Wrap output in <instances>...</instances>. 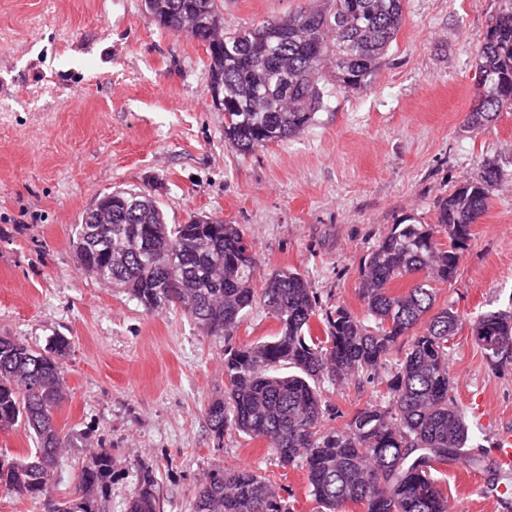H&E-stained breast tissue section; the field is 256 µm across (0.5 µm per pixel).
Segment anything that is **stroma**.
Segmentation results:
<instances>
[{
  "label": "stroma",
  "instance_id": "obj_1",
  "mask_svg": "<svg viewBox=\"0 0 512 512\" xmlns=\"http://www.w3.org/2000/svg\"><path fill=\"white\" fill-rule=\"evenodd\" d=\"M311 0H224V28L282 19ZM499 0H403V20L371 87L329 84L301 134L241 156L208 94L201 43L161 28L143 0H0V336L44 347L67 337L66 400L56 414L71 448L51 494L72 497L97 444L116 463L102 512H126L140 465L160 512H191L211 470L252 467L284 487L292 512H317L305 473L268 445L215 438L204 417L224 392V351L271 340L267 310L234 336L207 335L178 307L146 312L126 290L77 263L75 228L113 188L148 189L166 220L190 214L238 225L256 251V281L303 273L325 307L361 312L360 271L405 215L435 221L439 198L495 159L501 178L472 228L459 274L437 306L460 315L512 303V109L468 130L473 59ZM448 367L474 443L512 433V356L492 359L462 329ZM346 413L381 399L373 383L324 382ZM454 512H512V472L443 466Z\"/></svg>",
  "mask_w": 512,
  "mask_h": 512
}]
</instances>
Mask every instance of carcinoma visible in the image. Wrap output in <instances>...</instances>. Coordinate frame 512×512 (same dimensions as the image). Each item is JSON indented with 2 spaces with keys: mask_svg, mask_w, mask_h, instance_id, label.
Returning <instances> with one entry per match:
<instances>
[{
  "mask_svg": "<svg viewBox=\"0 0 512 512\" xmlns=\"http://www.w3.org/2000/svg\"><path fill=\"white\" fill-rule=\"evenodd\" d=\"M219 0H151L154 20L179 33L189 10L201 24L191 38L208 55L210 84L224 89V139L242 156L309 127L322 103L320 83L351 91L369 88L395 40L403 0H326L303 8L288 27L267 20L224 34ZM478 104L466 121L478 127L512 105V0L492 17L474 57ZM478 178L437 202L436 221L407 216L373 247L358 286L362 313L338 305L325 312L327 336H312L322 303L295 269L271 272L254 285L253 243L235 224L192 215L166 223L145 189L103 194L112 223L87 210L75 231L80 266L99 281L128 291L146 311L170 305L212 336L230 337L256 306L279 324L270 341L225 350L224 395L204 408L218 438L228 431L266 441L282 468L302 465L318 512H448L432 470L465 463L484 469L483 447L472 443L448 371V340L468 325L475 343L496 359L512 353V303L465 321L435 308L436 285L452 282L467 249L469 224L488 210L500 170L485 158ZM139 198L130 206L132 197ZM179 284L166 287L164 278ZM411 278L395 294L394 282ZM407 337L405 350L397 347ZM71 343L55 337L37 349L0 336V430L24 427L34 448L21 458L0 456V485L19 496H43V512H100L112 482V452L100 447L77 477L75 496L48 495L61 449L71 444L54 415L64 399V363ZM292 372L281 374L279 367ZM385 385V401L346 415L331 412L320 383L351 380ZM336 418L342 423L330 422ZM152 468L140 466L127 512H160ZM192 512H290L280 488L253 468L214 469L200 485Z\"/></svg>",
  "mask_w": 512,
  "mask_h": 512,
  "instance_id": "1",
  "label": "carcinoma"
}]
</instances>
